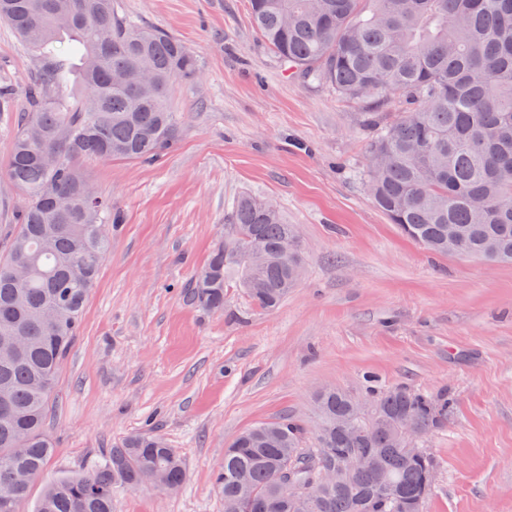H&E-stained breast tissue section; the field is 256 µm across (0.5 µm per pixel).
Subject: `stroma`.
<instances>
[{
    "label": "stroma",
    "instance_id": "35a3bbf8",
    "mask_svg": "<svg viewBox=\"0 0 512 512\" xmlns=\"http://www.w3.org/2000/svg\"><path fill=\"white\" fill-rule=\"evenodd\" d=\"M120 15L179 37L201 70L173 84L179 136L153 164L84 160L121 224L49 401L55 452L31 486L94 465L154 430L182 456L175 494L117 491L112 512H224L213 474L242 430L284 416L313 424L321 388L451 391L448 425L424 446L438 481L424 512H512V265L431 254L370 202L373 133L363 105L289 76L255 31L249 0H115ZM38 61L0 22V254L23 195L6 163ZM248 192L298 225L306 274L278 308L235 286L223 313L181 291Z\"/></svg>",
    "mask_w": 512,
    "mask_h": 512
}]
</instances>
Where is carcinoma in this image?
<instances>
[{"mask_svg":"<svg viewBox=\"0 0 512 512\" xmlns=\"http://www.w3.org/2000/svg\"><path fill=\"white\" fill-rule=\"evenodd\" d=\"M254 28L285 70L371 109L372 202L407 237L443 256L512 264V0H250ZM0 21L42 60L26 89L8 175L24 196L0 258V512H19L54 448L46 413L89 291L120 218L78 162H155L174 145L170 105L179 77L200 70L175 35L131 22L114 0H0ZM405 103L391 121L377 109ZM305 275L298 226L276 204L243 193L224 239L183 290L190 305L224 312L234 282L256 309L280 305ZM356 396L316 395L312 434L283 418L241 432L213 483L236 512H294L275 474L309 499L308 512H424L437 470L431 454L394 443L410 419L428 438L448 423L452 397L370 377ZM353 454L363 463L340 484L321 467ZM162 493L185 481L181 455L158 433L128 436L86 471L47 484L34 512H112L120 488ZM252 495L238 496L239 477Z\"/></svg>","mask_w":512,"mask_h":512,"instance_id":"obj_1","label":"carcinoma"}]
</instances>
